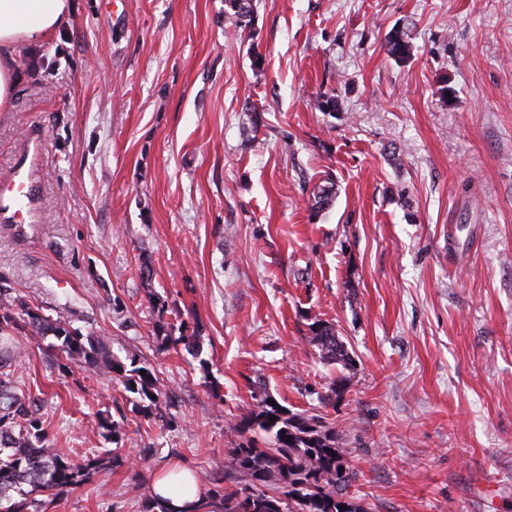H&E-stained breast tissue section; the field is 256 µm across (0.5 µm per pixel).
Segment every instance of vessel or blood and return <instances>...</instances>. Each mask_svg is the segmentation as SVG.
<instances>
[{"mask_svg": "<svg viewBox=\"0 0 512 512\" xmlns=\"http://www.w3.org/2000/svg\"><path fill=\"white\" fill-rule=\"evenodd\" d=\"M44 143L42 131L29 130L8 178L0 181V222L18 227L39 223L35 196Z\"/></svg>", "mask_w": 512, "mask_h": 512, "instance_id": "b4317fda", "label": "vessel or blood"}]
</instances>
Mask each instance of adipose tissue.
<instances>
[{"label": "adipose tissue", "mask_w": 512, "mask_h": 512, "mask_svg": "<svg viewBox=\"0 0 512 512\" xmlns=\"http://www.w3.org/2000/svg\"><path fill=\"white\" fill-rule=\"evenodd\" d=\"M75 6V0H0V112L10 108L19 82L16 53L51 41Z\"/></svg>", "instance_id": "adipose-tissue-1"}]
</instances>
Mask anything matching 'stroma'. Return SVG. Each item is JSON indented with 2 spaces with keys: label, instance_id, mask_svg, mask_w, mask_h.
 <instances>
[{
  "label": "stroma",
  "instance_id": "stroma-1",
  "mask_svg": "<svg viewBox=\"0 0 512 512\" xmlns=\"http://www.w3.org/2000/svg\"><path fill=\"white\" fill-rule=\"evenodd\" d=\"M225 10L78 0L22 50L0 177L43 129L42 232L0 226V281L166 394L142 416L120 382L14 337L51 446L104 453L106 414L131 459L37 512H140L173 466L207 491L260 383L336 430L368 512H512V0H254L250 37ZM403 25L399 63L385 43ZM328 178L336 198L313 211ZM157 297L200 353L161 346ZM314 318L349 367L320 358ZM411 35L407 29L395 28L386 39V50L390 57L398 62H404L410 55Z\"/></svg>",
  "mask_w": 512,
  "mask_h": 512
}]
</instances>
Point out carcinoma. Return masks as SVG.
Listing matches in <instances>:
<instances>
[{"instance_id": "carcinoma-1", "label": "carcinoma", "mask_w": 512, "mask_h": 512, "mask_svg": "<svg viewBox=\"0 0 512 512\" xmlns=\"http://www.w3.org/2000/svg\"><path fill=\"white\" fill-rule=\"evenodd\" d=\"M253 20V0H228L224 21L235 32L244 34ZM410 40L408 30H392L386 39L388 55L398 62L406 61ZM335 197V183L329 178L319 187L314 208L330 206ZM309 332L310 342L320 350L323 360L349 365L344 342L333 327L315 318ZM19 334L52 337L50 348L62 372H68L72 363L90 366L120 381L136 398L137 412L163 417L159 384L151 372L140 374L143 367L136 359L123 361L103 338L83 333L63 312H56L54 317L45 315L14 296L12 288L1 285L0 341ZM156 335L163 344L195 347L194 337L172 335L162 319ZM5 367L0 361V447L9 450L6 457H0V512H29L35 501L27 500V496L36 491L55 495L74 489L84 484L105 458L94 456L75 462L52 448L33 401L18 391L13 374ZM270 398L262 386H256V404L233 427L239 434H252L227 452L224 466L235 487L209 480L211 487L186 512H367L353 491L357 473L322 417L292 412L278 403L271 405ZM272 416L276 417L273 422ZM98 427L112 444L124 439L122 421L103 415Z\"/></svg>"}]
</instances>
